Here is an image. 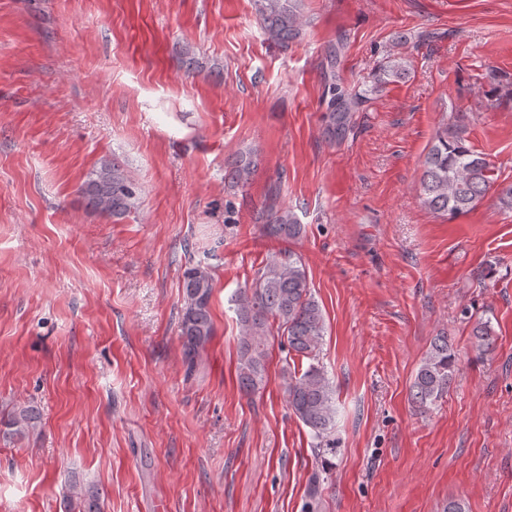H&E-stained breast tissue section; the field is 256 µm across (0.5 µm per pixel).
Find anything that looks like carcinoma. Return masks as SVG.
Here are the masks:
<instances>
[{
  "mask_svg": "<svg viewBox=\"0 0 512 512\" xmlns=\"http://www.w3.org/2000/svg\"><path fill=\"white\" fill-rule=\"evenodd\" d=\"M256 11L268 39L287 46L301 34L306 23L302 0H255ZM411 64L394 57L380 66L375 74V87L389 79L404 80ZM357 96L347 97L332 92L330 111L324 113L326 133L332 139L345 132L351 121V104ZM470 115L454 112L437 131L423 161L420 178L422 204L429 211L453 220L476 209L491 190H496L501 209L512 212V183L495 188V167L486 154L476 151L465 137ZM258 164V151L248 148L239 152L224 167V181L231 187H245ZM87 207L114 221L125 218L138 198V188L123 165L116 159L106 161L90 172L79 188ZM279 192L269 195L257 221L268 236L294 240L304 225L294 211L278 204ZM213 280L208 268L196 265L183 274L184 308L178 326L183 360L189 373L195 371L198 359L214 334L211 317ZM234 310L240 325L237 359L238 384L245 394H252L266 381L268 337L272 324H277L286 338L288 353L310 360L307 368L293 372L287 386L288 406L297 419L310 429L315 447L330 444L336 425V398L333 385L316 362L326 333L323 310L313 295L302 261L282 259L276 255L263 262L250 285L239 290ZM473 320L471 336L479 354L495 348V334L488 319L467 316ZM457 372V356L444 335L432 339L410 385L411 399L421 407L435 404L447 394ZM38 412L21 410L12 419L15 433L23 434L35 427ZM78 512H99V489L93 485L73 486Z\"/></svg>",
  "mask_w": 512,
  "mask_h": 512,
  "instance_id": "cac0c4a2",
  "label": "carcinoma"
}]
</instances>
